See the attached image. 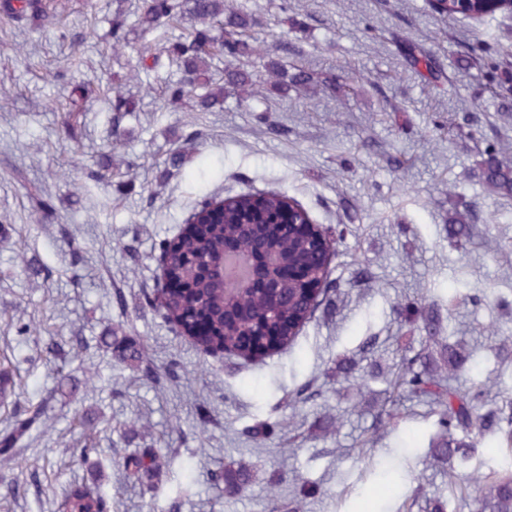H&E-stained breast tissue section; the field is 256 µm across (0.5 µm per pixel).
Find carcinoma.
I'll return each mask as SVG.
<instances>
[{"instance_id":"obj_1","label":"carcinoma","mask_w":512,"mask_h":512,"mask_svg":"<svg viewBox=\"0 0 512 512\" xmlns=\"http://www.w3.org/2000/svg\"><path fill=\"white\" fill-rule=\"evenodd\" d=\"M435 9L449 17L481 19L500 11L499 0H439ZM118 9L112 18V41L121 45L127 31ZM0 17L6 22L22 25L30 22L45 28L52 25L46 0H0ZM190 17L201 24L189 33L172 34L173 25ZM218 24L224 35L215 37L210 25ZM256 26L251 14L230 9L224 0H170L166 14L158 13L150 0H143L134 24L140 36L162 32L163 42L143 43L136 49L141 68L149 74L159 68L167 70L164 102L173 107L196 108L200 111L224 105V93H235L246 102L255 94L258 69L267 75L268 91L288 94V88L311 83L313 76L305 67L288 68L282 58L263 53L252 34ZM415 70L434 74L435 64L429 55L409 50ZM84 96L70 102L68 117L59 130L61 139L78 149L77 118L84 107ZM138 103L121 87L108 96L112 127L120 134L125 116L137 111ZM117 176L112 167V154L100 153L96 162L86 168L85 179L95 184ZM479 182L498 194L512 199V164L490 155L484 159L477 174ZM294 198L277 191L245 193L236 196L225 209H210L201 203L197 214L203 224L183 228L171 241L162 243L166 252V282L159 285L154 297L137 307L144 313L149 307L158 313L177 336H189L207 350H230L238 354L263 353L293 342L298 332L291 329L303 314L313 315L335 292L331 272L318 268L317 244L304 218L294 212ZM290 227L283 230L282 224ZM449 243L459 252L467 250L476 236L474 224L455 220L448 225ZM236 243L253 260L258 271L256 287L231 296L224 293V277L211 272L214 260L224 254V242ZM322 286L318 296L313 288ZM485 301L480 292H456L448 301L421 300L397 305L393 314L409 323L418 332V346L405 344L398 350L397 363L384 368L377 360L364 361L355 356L336 360L332 373L347 383L360 380L358 394L364 396L367 380L384 377L392 393L414 397L430 408L436 435L428 444L430 458L454 468L466 464L471 449L477 444L466 435L477 432L485 448L512 447V430L501 427L502 421L512 424V399L495 408L488 407L486 391L474 382L463 387L454 377L465 365L476 370L480 361L471 358L457 343L443 336L445 319L459 302L478 307ZM133 327L119 322L105 342L117 345L118 359L140 377L157 387L180 378L181 361L173 357L157 366L145 358L146 339L132 335ZM17 386L14 368L0 364V403L15 395ZM44 416L38 406H30L16 416L11 433L0 439V466L12 469L19 464L13 440ZM278 424L267 421L243 427L239 435L248 441H269L277 437ZM172 457L157 449L134 451L122 457V467L133 474L140 494L154 502L162 492L155 477L170 465ZM490 500L485 507L493 512H512V461L490 469L485 476ZM248 480L245 470L224 468V493L239 494ZM118 503V494L108 496L101 489L71 490L64 499L63 512H107L108 499Z\"/></svg>"}]
</instances>
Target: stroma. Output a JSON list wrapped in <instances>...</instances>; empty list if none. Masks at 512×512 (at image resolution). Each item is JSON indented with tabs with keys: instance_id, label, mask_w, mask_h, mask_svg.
<instances>
[{
	"instance_id": "stroma-1",
	"label": "stroma",
	"mask_w": 512,
	"mask_h": 512,
	"mask_svg": "<svg viewBox=\"0 0 512 512\" xmlns=\"http://www.w3.org/2000/svg\"><path fill=\"white\" fill-rule=\"evenodd\" d=\"M225 2L255 17L264 51L317 76H333L334 88L310 100L293 89L284 98L266 93L244 106L229 95L223 108L197 112L164 105V78L154 75L139 111L122 122L130 137L117 146L108 88L113 79L129 77L140 39L129 32L128 46L113 50L107 0H98L94 13L87 0H51L63 13V41L53 31L0 23V355L17 369V406L42 405L52 419L51 428L34 425L19 441L23 467L0 469V512H62L64 489L98 485L121 490L119 512H166L186 462L194 483L179 512H271L275 497L266 482L275 470L288 475L281 498L298 496L303 485L313 488L303 512H398L417 496L441 499L446 512H483L484 490L473 485L467 498L457 497L439 464L402 448V430L416 432L424 444L433 436L425 403L397 401L406 416L402 430L376 425L372 414L358 412L356 396H338L329 370L339 354L358 352L369 336L378 339L377 359L395 364L397 343L409 327L391 316L392 306L481 290L491 301L458 308L448 323L449 336L480 362L479 370L459 372L457 382L484 381L492 403L512 399V360L501 364L489 355L491 346L512 340V312L501 313L495 303L500 296L512 300V252L497 250L499 241H512V204L472 176L487 145L512 156V112L497 109V82L512 75V13L451 19L431 0ZM488 39L510 50L494 72L484 64ZM412 43L434 58L437 77H420L406 63ZM75 57L80 64L73 68ZM64 65L70 68L67 82H52ZM86 80L93 94L77 130L83 156L74 159L59 128L73 85ZM256 109L271 110L282 133L259 128L252 120ZM438 123L453 128V136L436 132ZM194 129L198 137L185 140ZM109 145L115 158L137 157L127 174L135 192L121 194L111 184L83 188L81 165L92 164ZM174 148L183 154L181 171L158 179ZM389 153L405 159L404 169L387 167ZM40 190L52 196L54 208L39 216L33 205ZM270 190L294 198L322 227L351 225L330 260L333 315L315 312L294 342L241 362L233 375L225 373L222 358L176 337L157 313L132 317L136 334L150 342L155 365L175 355L185 367L181 381L162 391L99 347V336L125 318L114 290L131 306L153 291L161 243L178 233L200 201ZM452 190L484 227L462 254L451 249L444 229ZM64 226L69 235L61 234ZM135 226L142 254L136 267L118 245ZM76 244L86 254L78 283L68 270ZM359 254L372 262L373 287L349 285ZM33 257L49 266L47 279L28 276L25 262ZM12 319L39 322L46 333L24 340L9 327ZM77 327L87 347L70 359L64 383L55 366ZM307 382L321 389L320 397L276 409L286 391ZM203 409L215 419L204 429ZM86 413L102 430L90 442L73 423ZM271 416L288 426L281 443L240 441L239 428ZM130 420L145 431L128 444L111 426ZM174 420L181 425L168 442L174 465L152 504L134 477L112 466V453L151 444ZM373 426L376 442L362 446ZM86 446L103 462V472L83 463ZM232 460L250 468L251 481L244 492L228 496L216 480ZM386 462L397 479L393 489L379 481Z\"/></svg>"
}]
</instances>
